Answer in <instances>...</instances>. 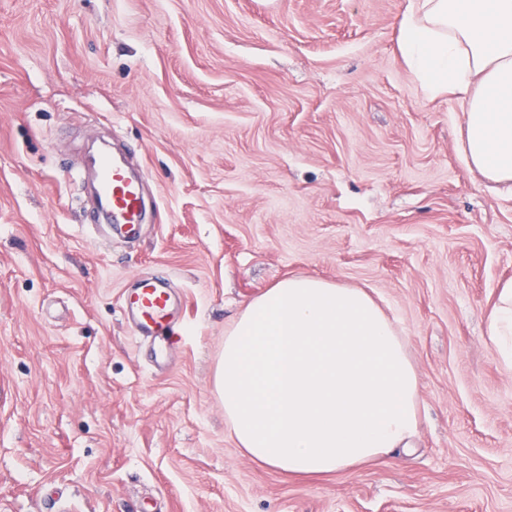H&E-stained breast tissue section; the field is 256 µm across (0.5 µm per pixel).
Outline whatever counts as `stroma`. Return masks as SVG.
<instances>
[{
	"label": "stroma",
	"mask_w": 512,
	"mask_h": 512,
	"mask_svg": "<svg viewBox=\"0 0 512 512\" xmlns=\"http://www.w3.org/2000/svg\"><path fill=\"white\" fill-rule=\"evenodd\" d=\"M404 0H0V512H512V368L485 334L512 193L397 50ZM142 170L139 238L84 227L93 142ZM187 306L157 373L120 297ZM365 289L418 376L410 449L328 474L244 454L224 333L276 282Z\"/></svg>",
	"instance_id": "1"
}]
</instances>
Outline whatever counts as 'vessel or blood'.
<instances>
[{
  "instance_id": "obj_1",
  "label": "vessel or blood",
  "mask_w": 512,
  "mask_h": 512,
  "mask_svg": "<svg viewBox=\"0 0 512 512\" xmlns=\"http://www.w3.org/2000/svg\"><path fill=\"white\" fill-rule=\"evenodd\" d=\"M93 165L98 178V216L103 231L109 235H134L142 221V198L139 182L110 155L100 154ZM124 319L135 336L148 344L150 364L166 369L167 352L183 339L185 306L175 304L166 278L156 275L138 279L126 289L122 306Z\"/></svg>"
}]
</instances>
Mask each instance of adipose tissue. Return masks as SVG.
Masks as SVG:
<instances>
[{
    "label": "adipose tissue",
    "mask_w": 512,
    "mask_h": 512,
    "mask_svg": "<svg viewBox=\"0 0 512 512\" xmlns=\"http://www.w3.org/2000/svg\"><path fill=\"white\" fill-rule=\"evenodd\" d=\"M398 51L430 95L463 111L460 152L512 188V0H405ZM487 334L512 367V282ZM216 389L237 445L289 473H329L403 446L418 378L392 321L358 288L309 277L252 300L224 336Z\"/></svg>",
    "instance_id": "adipose-tissue-1"
}]
</instances>
